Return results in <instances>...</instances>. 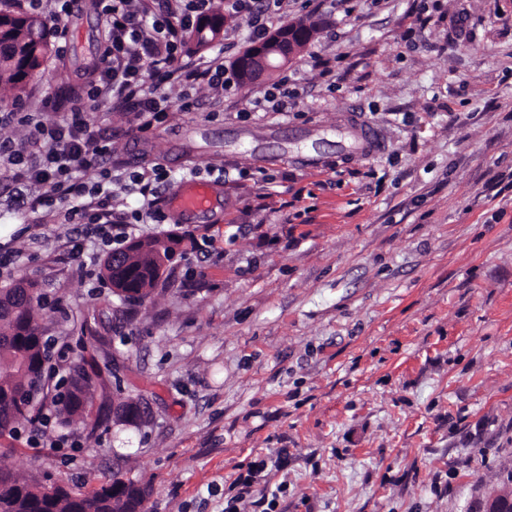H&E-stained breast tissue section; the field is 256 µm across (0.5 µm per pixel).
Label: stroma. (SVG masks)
<instances>
[{
	"instance_id": "35a3bbf8",
	"label": "stroma",
	"mask_w": 512,
	"mask_h": 512,
	"mask_svg": "<svg viewBox=\"0 0 512 512\" xmlns=\"http://www.w3.org/2000/svg\"><path fill=\"white\" fill-rule=\"evenodd\" d=\"M315 23L280 70L172 107L149 133L91 111L116 167L221 186L181 236L169 283L130 305L100 280L93 241L71 253L56 212L0 189V287L38 282L48 335L96 330L94 360L145 412L90 433L0 438V465L91 490L112 471L149 512H486L512 491V0H290ZM63 29L21 102L43 111L102 64L96 8ZM288 88L284 112L255 110ZM380 135L372 154L359 128ZM286 452L249 496L236 479Z\"/></svg>"
}]
</instances>
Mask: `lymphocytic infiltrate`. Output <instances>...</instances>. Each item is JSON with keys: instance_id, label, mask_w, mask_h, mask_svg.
<instances>
[{"instance_id": "1", "label": "lymphocytic infiltrate", "mask_w": 512, "mask_h": 512, "mask_svg": "<svg viewBox=\"0 0 512 512\" xmlns=\"http://www.w3.org/2000/svg\"><path fill=\"white\" fill-rule=\"evenodd\" d=\"M214 0H96L105 28V67L88 83L69 110L47 104V118L17 112L0 113V168L12 184L46 186L45 194L18 195L19 208L57 209L63 221L77 225L69 243L80 251L92 238L110 250H120L139 224L165 221L160 209L147 205L119 213L107 190L112 182V147L95 136L86 103H104L111 112H132L139 132L166 118L171 106L196 112L199 98L182 95L171 103L161 85L187 87L202 81L216 93L233 90L237 76L224 64L223 54L191 63L182 46L194 25L209 17ZM286 0H224L229 16L244 19L252 37H262L273 20L285 13Z\"/></svg>"}]
</instances>
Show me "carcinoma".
Returning a JSON list of instances; mask_svg holds the SVG:
<instances>
[{
  "label": "carcinoma",
  "mask_w": 512,
  "mask_h": 512,
  "mask_svg": "<svg viewBox=\"0 0 512 512\" xmlns=\"http://www.w3.org/2000/svg\"><path fill=\"white\" fill-rule=\"evenodd\" d=\"M223 27L224 15L218 8L208 23L190 33V39L196 47H205L219 38ZM52 52L51 35L39 17L22 10L16 0H0V103L19 99L40 77ZM178 244L175 237L131 241L107 255L101 276L113 292L130 302L142 301L165 275ZM40 300L42 294L33 282L0 288V437H11L19 426L40 420L37 404L52 407L64 426L89 424L93 430L108 427L116 407L134 412L137 403H114L105 391L96 418L87 422L96 387L106 384L101 371L87 370L82 359L72 365L67 386L59 390L51 364L57 339L45 335ZM25 388L34 395L32 405L16 400ZM149 495L148 487L114 471L92 491L58 482L50 496L37 491L30 478L0 466V512H146Z\"/></svg>",
  "instance_id": "cac0c4a2"
}]
</instances>
